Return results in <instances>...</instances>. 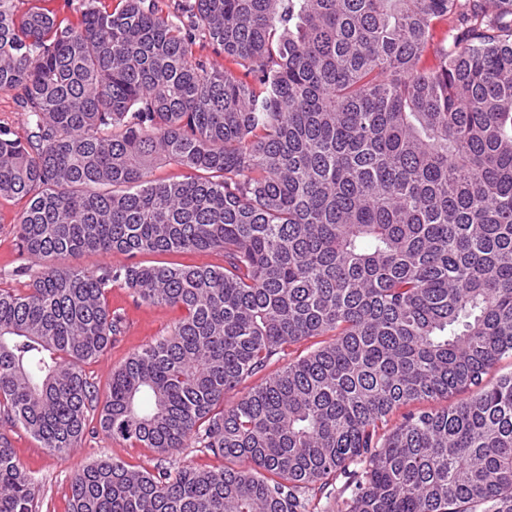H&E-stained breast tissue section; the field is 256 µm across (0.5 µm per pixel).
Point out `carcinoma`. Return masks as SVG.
I'll return each instance as SVG.
<instances>
[{
	"label": "carcinoma",
	"instance_id": "cac0c4a2",
	"mask_svg": "<svg viewBox=\"0 0 512 512\" xmlns=\"http://www.w3.org/2000/svg\"><path fill=\"white\" fill-rule=\"evenodd\" d=\"M13 90L27 135L0 125V198L28 199L19 239L45 266L0 289V419L77 447L118 285L185 315L112 370L102 430L247 462L101 458L69 512H512V374L483 384L512 354V0H88L76 24L0 0ZM181 250L224 266L133 261ZM86 252L132 262L49 263ZM37 496L0 433V512ZM448 28L449 23L446 19L436 20L432 26V37L429 45L424 51L421 60L420 67L423 69H431L437 64V48L448 39Z\"/></svg>",
	"mask_w": 512,
	"mask_h": 512
}]
</instances>
